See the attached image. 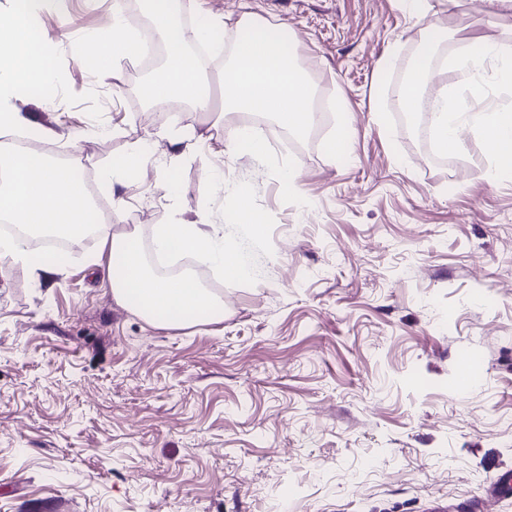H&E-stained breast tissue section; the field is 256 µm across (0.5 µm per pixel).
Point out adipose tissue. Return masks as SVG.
Masks as SVG:
<instances>
[{"label": "adipose tissue", "instance_id": "adipose-tissue-1", "mask_svg": "<svg viewBox=\"0 0 512 512\" xmlns=\"http://www.w3.org/2000/svg\"><path fill=\"white\" fill-rule=\"evenodd\" d=\"M151 25L161 37L167 63L154 71L144 91L149 100L179 99L198 107L208 103V85L196 60L186 46L189 37L203 38L205 25L187 33L181 25L174 0H147ZM139 38L127 32L120 14H113L109 37L93 34L85 38L82 58L97 59L119 50H134ZM500 64V79L512 85V42L490 41L480 53H472L464 38H457L449 66L471 75L482 70L486 60ZM220 84L224 109L228 112H258L272 117L279 126L302 132L313 123L315 91L297 63V55L263 29H252L232 44L230 60ZM435 144L440 152L460 153L464 144L462 127H471L481 138L501 175H512V109L485 112L466 111L454 91L438 94L431 104ZM107 260L93 258V265H104L113 298L146 319L162 318L177 324L187 320L219 317L223 305L188 274L178 277L152 275L145 264L136 231H126L104 239ZM155 251L199 254L220 269L225 277L243 279L253 268L247 257L224 242V228L217 224H187L173 218L160 226L153 238Z\"/></svg>", "mask_w": 512, "mask_h": 512}]
</instances>
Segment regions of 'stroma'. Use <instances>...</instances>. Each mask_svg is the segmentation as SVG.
Returning <instances> with one entry per match:
<instances>
[{
	"instance_id": "35a3bbf8",
	"label": "stroma",
	"mask_w": 512,
	"mask_h": 512,
	"mask_svg": "<svg viewBox=\"0 0 512 512\" xmlns=\"http://www.w3.org/2000/svg\"><path fill=\"white\" fill-rule=\"evenodd\" d=\"M116 9L149 30L144 0H64L37 17L71 90L98 93L100 119L59 98L15 102L28 136L90 178L148 142L159 161L99 184L103 232L50 279L0 268V512H512V180L493 176L470 131L464 152L439 154L396 101L436 17L500 41L512 13L483 0H427L413 19L397 0H177L185 28L215 18L219 49L207 111L159 112L140 88L163 51L99 70L78 58ZM246 15L294 35L326 109L284 144L258 116L261 161L231 151L220 94ZM454 48L434 44L425 95L448 86L468 111L512 108L494 64L478 96L443 68ZM239 195L260 237L232 222ZM177 200L185 223L223 225L255 273L227 280L175 258L224 316L173 327L116 303L89 260L106 233L133 228L150 245Z\"/></svg>"
}]
</instances>
